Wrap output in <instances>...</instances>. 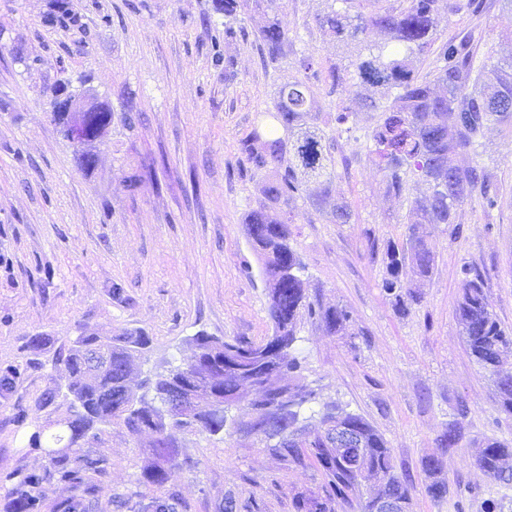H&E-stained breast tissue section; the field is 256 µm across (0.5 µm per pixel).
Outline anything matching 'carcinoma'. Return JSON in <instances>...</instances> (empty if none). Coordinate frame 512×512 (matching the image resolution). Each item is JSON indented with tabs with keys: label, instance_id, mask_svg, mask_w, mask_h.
Returning a JSON list of instances; mask_svg holds the SVG:
<instances>
[{
	"label": "carcinoma",
	"instance_id": "obj_1",
	"mask_svg": "<svg viewBox=\"0 0 512 512\" xmlns=\"http://www.w3.org/2000/svg\"><path fill=\"white\" fill-rule=\"evenodd\" d=\"M397 12H364L360 0H332L329 10L319 19L324 33L338 43L358 48L355 77L382 92L389 104L381 107L372 100L367 107L381 111L370 135L367 158L383 173L386 192L399 197L405 189V177L413 174L428 185V191L412 202L409 247L393 244L385 254L386 277L383 288L395 303L404 306V297L413 295L417 283L432 273L434 257L420 232L424 224H453L457 207L474 193L483 204L496 203L491 184L477 169L454 170L448 174V156L458 150H476L492 125L512 124V73L500 63L474 66L473 54L464 42L446 43L437 54L436 77L420 81L412 67L411 56L422 54L430 46L443 0H406ZM250 0H215V11L224 16V41L237 36L240 15ZM265 57L271 64L284 55L288 37L276 21L260 32ZM331 97L343 86L347 68L332 64L328 68ZM314 93L304 78L281 83L275 90L273 123L265 132L254 129L240 142V151L251 173L263 179V201L246 216V237L261 261L262 282L268 291L267 312L272 335L259 342L227 341L200 333L193 343L212 357L219 366L218 380L210 387L217 405L202 409L193 420L175 415L152 421L145 397L130 389L128 378L136 358L150 346V337L133 329L122 336L80 334L60 345L53 365L65 371L67 395L55 390L35 399V406L48 415H56L57 431L34 423L24 434L25 447L45 455L47 463L38 470L18 466L0 472V512H93L99 496L108 490L104 483L108 459L92 450L104 429L112 425L136 436L145 428L168 430V436L180 433H205L215 437L232 426L235 415L224 406L244 388L243 376L250 374L257 385L267 374L264 367L285 373L288 385L297 389L303 382L291 376L299 368L289 350L296 341L298 322L306 315L318 320L332 334L350 335V315L342 306H323L311 298L304 266L290 243L288 205L306 198L317 206L329 202L336 177L335 140L309 121ZM413 278L407 279V271ZM463 297L458 317L466 344L482 368L496 377L501 406L512 414V373L503 370L504 349L512 345V335L501 326L490 309L481 275L462 269ZM24 374L22 364L0 367V399L10 398ZM184 368L174 367L157 373L145 382L153 400L167 404V395L179 387ZM310 404L303 400L288 405L272 426L264 430L271 449L284 461L305 466L316 462L323 476L322 495L297 496V512H374L375 499L385 495L412 505V485L394 472L387 441L361 415L334 403L322 405L318 418L306 415ZM353 425L362 454L353 467L336 449L331 426L336 419ZM315 420L308 446H300L285 435L298 425ZM459 420L448 421L438 439L441 454L424 462L430 483L426 494L439 500L448 494L447 484L437 478L441 455L459 440ZM160 463L143 473L139 483L152 489L149 502L130 506L131 512H189V506L175 485L169 483L173 468L195 467L189 456H180L179 448L169 442L155 448ZM512 446L495 438L476 442L477 467L490 479L512 484ZM65 484L74 490L69 498L50 504L45 489Z\"/></svg>",
	"mask_w": 512,
	"mask_h": 512
}]
</instances>
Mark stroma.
Masks as SVG:
<instances>
[{
    "label": "stroma",
    "instance_id": "1",
    "mask_svg": "<svg viewBox=\"0 0 512 512\" xmlns=\"http://www.w3.org/2000/svg\"><path fill=\"white\" fill-rule=\"evenodd\" d=\"M484 2L479 14L440 9L431 48L414 58L420 79L433 78L440 47L453 40H469L478 61L512 60V0ZM70 4L74 25L48 23L54 0H0V365L17 362L22 342L37 333L60 345L80 330L119 336L141 328L151 343L132 372L135 388L190 362L197 333L249 342L271 335L261 264L244 231L263 195L239 141L264 122L277 84L298 76L304 54L319 63L309 79L311 120L330 124L327 68L357 48L337 45L319 26L327 0H252L229 43L212 0ZM272 19L288 34L276 66L261 56L260 32ZM218 47L234 61L233 81L213 58ZM63 85L112 112L89 170L51 119ZM129 112L135 125L125 122ZM375 120L361 109L351 131L336 135V155L350 164L337 167L332 200L350 206V223H333L303 199L290 206L310 295L345 307L352 329L339 336L302 319L292 353L321 402L363 416L387 441L396 472L413 486L411 512H484L489 499L512 512V485L483 474L474 445L486 436L512 441V415L457 316L467 266L482 275L497 320L512 332V131L491 127L477 152L450 155L455 168L484 169L496 203L468 199L456 223L425 225L433 272L402 311L383 288L384 258L388 246L407 242L411 202L425 185L413 179L402 197L387 194L366 158ZM61 378L42 354L13 397L0 400V471L44 465L22 448L15 417L45 420L34 400ZM457 416L462 436L443 454L440 474L448 494L435 500L425 492L423 462ZM154 440L151 431L134 438L108 429L98 451L110 462L109 496L139 492L156 462ZM179 445L197 463L172 472L191 512H220L229 497L237 512H296V496L323 483L315 467L285 463L229 428L223 441L196 433ZM109 496L97 512H122Z\"/></svg>",
    "mask_w": 512,
    "mask_h": 512
}]
</instances>
